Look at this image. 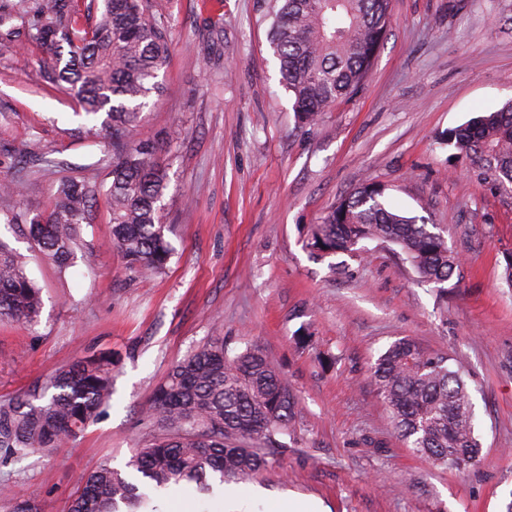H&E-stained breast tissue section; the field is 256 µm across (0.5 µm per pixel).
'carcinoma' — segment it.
<instances>
[{"mask_svg":"<svg viewBox=\"0 0 512 512\" xmlns=\"http://www.w3.org/2000/svg\"><path fill=\"white\" fill-rule=\"evenodd\" d=\"M269 43L295 119L313 125L366 78L390 20V0H264ZM19 18L17 26L11 21ZM0 38L36 44L52 57L46 82L65 83L87 116L106 114L112 133L110 182L62 181L44 211L19 210L21 224L59 271L72 266L82 227L106 199L112 244L128 267L162 272L171 257L170 226L162 223L167 174L154 142L139 137L149 97L171 45L167 21L149 14L147 0H103L95 19L78 25L75 0H17L0 4ZM448 144L477 177L512 193V103L448 130ZM364 240L400 248L422 283L443 284L459 270L442 229L388 202L387 187L362 185L334 204L307 241L318 254L357 251ZM26 260L0 240V319L32 324L40 315V288ZM372 382L406 447L434 463L469 467L481 447L474 434L472 396L451 356L425 351L401 338L378 358ZM112 398V358L92 355L59 368L42 384L0 403V450L8 456L49 451L77 439ZM298 398L276 360L258 345L232 352L212 336L174 364L154 391L147 418L159 432L135 450L127 474L108 464L91 472L69 512H157L154 502L173 486L193 483L206 494L264 469L286 444ZM11 512H41L16 492Z\"/></svg>","mask_w":512,"mask_h":512,"instance_id":"obj_1","label":"carcinoma"}]
</instances>
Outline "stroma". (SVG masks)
Here are the masks:
<instances>
[{
  "label": "stroma",
  "mask_w": 512,
  "mask_h": 512,
  "mask_svg": "<svg viewBox=\"0 0 512 512\" xmlns=\"http://www.w3.org/2000/svg\"><path fill=\"white\" fill-rule=\"evenodd\" d=\"M171 57L141 130L168 171L164 222L173 254L146 277L112 246L105 200L83 227V259L45 261L6 221L44 209L64 177L105 180L112 136L66 86L43 80L47 56L0 45V183L34 150L22 195L0 194V240L26 254L43 309L0 321V401L91 352L112 356L106 414L72 443L0 463L5 492L68 512L83 478L121 468L155 431L144 418L170 366L221 335L274 356L298 397L293 434L245 494L216 512H280L288 497L323 512H505L512 502V194L479 183L443 139L512 102V0H392L372 70L351 98L299 126L280 83L262 0H152ZM66 168H58V161ZM439 225L462 266L419 282L397 247L313 257L310 230L369 182ZM460 358L472 393L479 461L464 471L414 455L373 392L379 356L401 338Z\"/></svg>",
  "instance_id": "1"
}]
</instances>
